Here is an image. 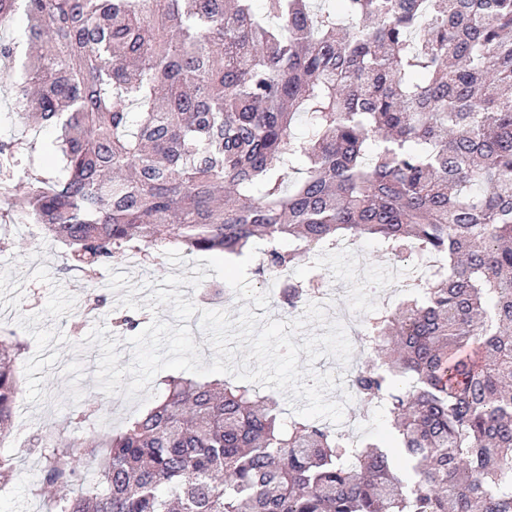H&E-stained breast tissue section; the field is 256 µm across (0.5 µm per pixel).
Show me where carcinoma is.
<instances>
[{
    "label": "carcinoma",
    "instance_id": "cac0c4a2",
    "mask_svg": "<svg viewBox=\"0 0 512 512\" xmlns=\"http://www.w3.org/2000/svg\"><path fill=\"white\" fill-rule=\"evenodd\" d=\"M20 119L58 132L20 214L92 278L168 244L261 273L342 239L445 270L364 317L352 373L393 437L350 447L231 380H162L117 433H38L49 512H512V0H0ZM302 122L306 133L294 132ZM19 142L0 140V167ZM324 278L288 289L303 306ZM0 343V440L23 361ZM85 403L70 419L94 424Z\"/></svg>",
    "mask_w": 512,
    "mask_h": 512
}]
</instances>
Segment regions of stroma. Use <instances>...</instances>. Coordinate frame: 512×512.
Wrapping results in <instances>:
<instances>
[{
  "instance_id": "1",
  "label": "stroma",
  "mask_w": 512,
  "mask_h": 512,
  "mask_svg": "<svg viewBox=\"0 0 512 512\" xmlns=\"http://www.w3.org/2000/svg\"><path fill=\"white\" fill-rule=\"evenodd\" d=\"M16 79L15 72L0 69V140L26 138L32 147L21 155V163H32L39 173L54 174L57 132L52 128L39 133L26 130L15 107L12 87ZM356 244L354 257L336 251L325 252L314 262L300 257L290 272L292 282L323 273L340 302L370 313L383 302L377 289L391 262L374 239L360 238ZM64 254V246L44 238L37 225L20 226L9 202L0 200V336L16 337L27 347L16 399L22 412L15 417L10 450L18 469L12 480L0 485V512H48V500L32 493L39 476L38 456L23 449L33 431L52 430L62 445L69 446L118 430L129 417L154 404L158 382H151L134 401L105 394L96 383L101 351L87 343L94 328H104L106 340H117L120 366L132 360L130 333L114 328L115 313L133 316L144 327L156 318L172 321L170 306L152 310L146 302L154 290L179 288L184 300L197 308L222 310L233 320L245 305L272 321L288 318L276 304L284 284L278 277L258 274L255 257L244 268L236 260L174 248L153 262L131 257L118 260L92 280L81 272L65 270ZM207 288L223 289L222 299L206 301L203 291ZM92 294L106 299L93 312L88 309ZM87 401L100 408L95 426L69 425V413Z\"/></svg>"
}]
</instances>
